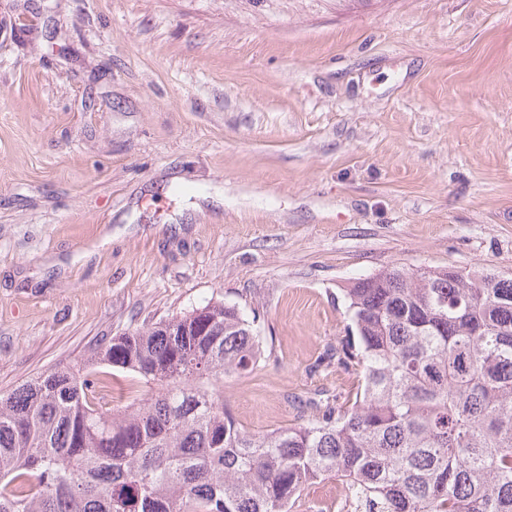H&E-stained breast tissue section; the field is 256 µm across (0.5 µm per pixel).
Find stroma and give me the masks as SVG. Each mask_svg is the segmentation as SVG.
Wrapping results in <instances>:
<instances>
[{"label":"stroma","instance_id":"stroma-1","mask_svg":"<svg viewBox=\"0 0 512 512\" xmlns=\"http://www.w3.org/2000/svg\"><path fill=\"white\" fill-rule=\"evenodd\" d=\"M393 266L512 276V0H0V393L219 300L295 425Z\"/></svg>","mask_w":512,"mask_h":512}]
</instances>
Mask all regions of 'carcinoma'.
<instances>
[{
    "label": "carcinoma",
    "instance_id": "carcinoma-1",
    "mask_svg": "<svg viewBox=\"0 0 512 512\" xmlns=\"http://www.w3.org/2000/svg\"><path fill=\"white\" fill-rule=\"evenodd\" d=\"M346 297L336 361L361 380L298 426L224 405L262 349L221 301L0 393V512H290L329 478L368 512H512V277L395 266ZM102 366L156 390L112 406Z\"/></svg>",
    "mask_w": 512,
    "mask_h": 512
}]
</instances>
